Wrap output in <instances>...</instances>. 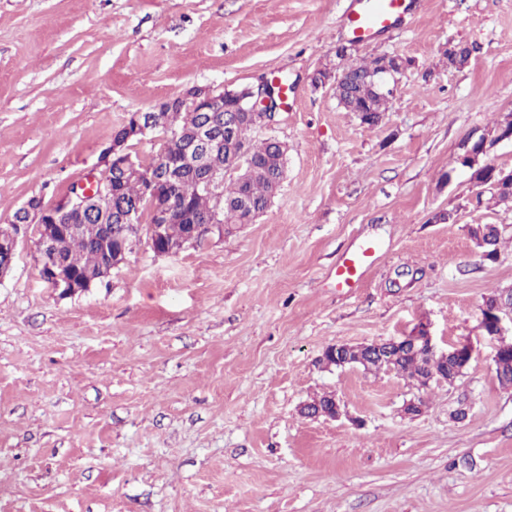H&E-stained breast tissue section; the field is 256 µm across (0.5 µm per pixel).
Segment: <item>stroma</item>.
<instances>
[{
	"instance_id": "obj_1",
	"label": "stroma",
	"mask_w": 512,
	"mask_h": 512,
	"mask_svg": "<svg viewBox=\"0 0 512 512\" xmlns=\"http://www.w3.org/2000/svg\"><path fill=\"white\" fill-rule=\"evenodd\" d=\"M349 4L0 0V223L68 193L133 113L194 86L289 85L255 132L287 143L286 178L252 223L142 248L66 297L19 248L0 279V512H512V387L494 364L512 330L480 327L484 300L512 292V204L476 198L461 163L512 122V0H417L361 43ZM456 45L471 55L452 66ZM381 55L410 65L370 128L315 78ZM475 224L499 226L497 261ZM366 240L376 263L338 288L337 258ZM421 322L473 343L453 383L318 366ZM327 391L341 418L300 413Z\"/></svg>"
}]
</instances>
